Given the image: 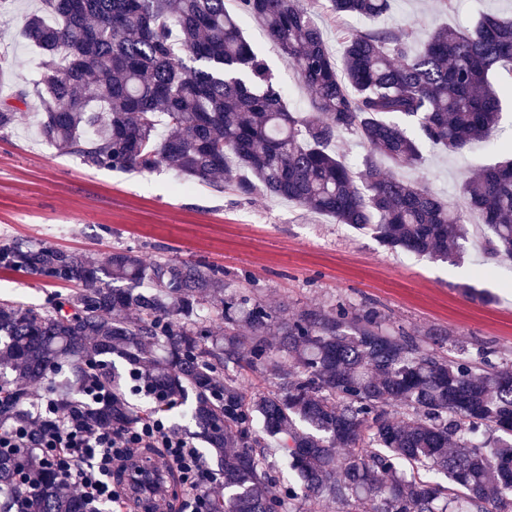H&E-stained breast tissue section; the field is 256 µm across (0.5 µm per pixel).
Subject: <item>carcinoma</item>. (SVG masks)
Returning <instances> with one entry per match:
<instances>
[{"mask_svg":"<svg viewBox=\"0 0 512 512\" xmlns=\"http://www.w3.org/2000/svg\"><path fill=\"white\" fill-rule=\"evenodd\" d=\"M39 2L23 33L43 56L39 132L57 149L97 168L222 176L239 196L285 198L390 250L465 254L467 212L400 171L423 165L425 144L458 152L498 131L512 96V18L440 26L421 44L395 26L352 29L336 57L305 0H237L234 11L226 0ZM326 2L372 22L392 8ZM243 15L262 22L312 91V112L288 108ZM20 118L0 104V130ZM343 134L366 150L359 177L333 149ZM501 149L460 192L491 231L488 254L511 260L512 143ZM0 268L71 286L43 307L0 303V425L53 427L50 413L32 422L30 388L60 373L61 413L90 387L107 392L83 406L87 426L168 414L129 401L115 356L180 404L195 393L192 417L224 476V497L206 512H300L310 497L346 512H512V365L492 364L486 347L448 359L370 306L290 316L204 263L147 262L128 249L96 266L6 239ZM230 363L241 373L226 374ZM249 373L270 389L249 392ZM0 512L88 509L39 449L22 448L0 453Z\"/></svg>","mask_w":512,"mask_h":512,"instance_id":"cac0c4a2","label":"carcinoma"}]
</instances>
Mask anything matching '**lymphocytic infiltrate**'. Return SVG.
I'll use <instances>...</instances> for the list:
<instances>
[{
    "mask_svg": "<svg viewBox=\"0 0 512 512\" xmlns=\"http://www.w3.org/2000/svg\"><path fill=\"white\" fill-rule=\"evenodd\" d=\"M48 465L68 472L69 484L80 500L122 512L123 493L113 486V470L123 465L132 449L154 448L169 466L180 473L189 493L181 512H205L218 479L191 445L166 418L149 415L135 426L85 429L74 424L71 415H58L55 426L37 442Z\"/></svg>",
    "mask_w": 512,
    "mask_h": 512,
    "instance_id": "lymphocytic-infiltrate-1",
    "label": "lymphocytic infiltrate"
}]
</instances>
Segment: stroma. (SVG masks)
<instances>
[{"label":"stroma","instance_id":"obj_1","mask_svg":"<svg viewBox=\"0 0 512 512\" xmlns=\"http://www.w3.org/2000/svg\"><path fill=\"white\" fill-rule=\"evenodd\" d=\"M37 6L38 0H12L0 11V52L14 61L0 77V100L23 114L0 131V241L23 238L94 262L116 248L148 261H199L223 270L230 288L254 291L291 313L312 305H370L392 328L422 339L445 334L448 357H457L461 343L472 351L491 347L493 362H512V263L486 254L477 230L469 232L463 264L433 262L386 249L371 234L282 200L243 198L166 166L151 172L91 168L49 145L37 134L41 58L22 34L26 14ZM486 13L510 16L512 0H454L450 9L444 0H395L379 23L423 42L438 26H467ZM243 30L277 83L289 88V108L311 112L310 90L262 23L245 18ZM423 153V167L406 171V178H426L454 202L463 175L500 158L482 142L459 153L429 146ZM467 284L491 294L492 302L465 293ZM55 291L41 278L0 269V302L42 305Z\"/></svg>","mask_w":512,"mask_h":512}]
</instances>
